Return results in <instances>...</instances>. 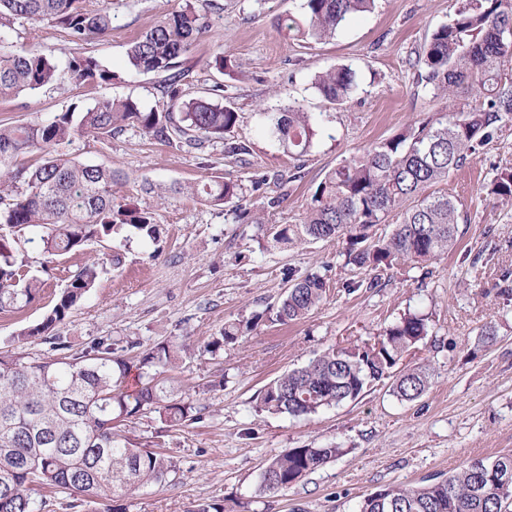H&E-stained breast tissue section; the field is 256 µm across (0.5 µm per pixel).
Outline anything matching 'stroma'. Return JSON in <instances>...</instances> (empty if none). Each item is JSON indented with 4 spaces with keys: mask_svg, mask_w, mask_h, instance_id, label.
Listing matches in <instances>:
<instances>
[{
    "mask_svg": "<svg viewBox=\"0 0 512 512\" xmlns=\"http://www.w3.org/2000/svg\"><path fill=\"white\" fill-rule=\"evenodd\" d=\"M205 13L207 28L182 61L186 96H212L239 114L235 140L248 152L225 153L220 140L202 149L176 151L130 126L115 137L76 134L62 150L69 158L120 170L115 202L151 212L163 232L151 241L127 227L88 241L80 251L53 257L35 229L0 226L17 260L53 275L39 299L0 312V352L38 359L51 353L23 328L41 322L60 292L84 264L103 271L58 333L73 352L109 337L118 345L148 349L187 342L194 349L173 373L174 396L201 407L199 422L174 426L159 444L176 461L161 484L115 502L116 512H190L201 501L226 512H358L363 499L386 486H416L448 473L470 458L512 453V300L503 295V272L512 274V204L484 190L502 170H512V121L435 191L458 208L461 239L432 263L431 274L406 264L369 287V271L348 265L345 238L285 249L268 247L274 224H299L311 188L345 159L362 153L404 126L435 115L443 106L421 80L418 54L432 31L454 18L465 0H377L371 13L347 21L333 40L288 38L278 16L299 13L301 0H217ZM185 0H86L110 12L112 28L78 45L62 27L17 21L0 30V46L37 48L58 64L56 83L0 99V123H47L72 104L130 98L143 109L161 101V75L127 64L129 44ZM228 56L224 72L211 65ZM92 55L111 69V82L75 83L71 57ZM349 65L358 87L343 108L324 101L312 86L316 72ZM315 113L319 132L304 158L305 176L289 181L294 160L269 129L270 114L290 103ZM264 177L260 190L251 181ZM241 183L252 211L238 221L233 205L213 206L175 194V187L215 178ZM153 191H146L145 183ZM120 266H113V256ZM316 274L327 294L310 314L282 325L268 311L283 298L285 271ZM427 315L431 330L411 359L434 368L428 391L417 400L397 399L388 384L357 400L307 417L256 411V397L270 380L303 366L333 346L357 347L406 313ZM249 329L237 343L211 355L200 344L225 322ZM495 325L493 346L479 334ZM335 445L336 458L288 489L258 491L263 463L285 450Z\"/></svg>",
    "mask_w": 512,
    "mask_h": 512,
    "instance_id": "obj_1",
    "label": "stroma"
}]
</instances>
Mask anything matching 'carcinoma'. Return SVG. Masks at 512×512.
<instances>
[{
  "mask_svg": "<svg viewBox=\"0 0 512 512\" xmlns=\"http://www.w3.org/2000/svg\"><path fill=\"white\" fill-rule=\"evenodd\" d=\"M375 0H302L303 16L280 17L294 39L322 41L354 15L369 12ZM18 20L51 22L66 29L73 43L93 40L112 29V14L90 10L84 0H0V28ZM192 0L134 40L128 65L142 73H164L166 106L148 111L130 99H101L73 105L44 124L0 126V224L44 232L46 252L62 256L93 238L130 226L152 241L161 228L151 213L112 202L121 173L79 163L58 153L77 132L116 135L137 126L178 151L198 149L204 139L224 140V152L237 156L247 147L226 138L238 115L207 99H184L180 59L204 32ZM512 0H467L456 16L431 33L419 57L422 80L446 100L440 117L411 124L330 171L311 195L301 224H276L274 245H297L345 236L348 263L376 273L406 263L423 265L452 250L458 241L457 208L446 195L428 192L463 168L490 141L501 123L512 119ZM79 84L112 81V71L93 56L69 61ZM58 79L53 60L37 49L0 47V98L30 92ZM313 87L338 108L357 88L354 70L338 64L318 72ZM272 131L299 161L313 145L318 127L313 113L288 105L271 118ZM32 149L47 158L29 169L15 164ZM188 195L219 205L240 198L231 180L185 187ZM488 195L512 203V171L500 173ZM399 222L390 235L376 233L393 212ZM101 268L84 265L56 296L43 321L21 331L41 336L53 354L31 359L20 352L0 353V512H33L28 487L48 486L86 500L123 498L161 482L176 469L174 457L148 443L115 433L116 423L146 412L166 426L189 425L202 409L173 398L169 373L187 346L162 342L137 359L124 355L110 338H100L79 353L56 333L69 311L94 287ZM289 286L276 307L285 324L308 315L326 296L317 276L288 273ZM44 281L29 276L8 242L0 239V312L21 308L41 293ZM429 318L408 313L386 326L377 341L359 348H329L307 365L288 370L265 385L257 408L271 414L308 416L353 401L365 389L391 381L405 401L429 388L432 369L409 365L404 357L428 336ZM242 335L241 323L224 328L201 346L217 353ZM335 446L290 448L265 462L259 490H284L340 454ZM359 512H512V454L466 461L448 477L424 485H392L368 495Z\"/></svg>",
  "mask_w": 512,
  "mask_h": 512,
  "instance_id": "1",
  "label": "carcinoma"
}]
</instances>
